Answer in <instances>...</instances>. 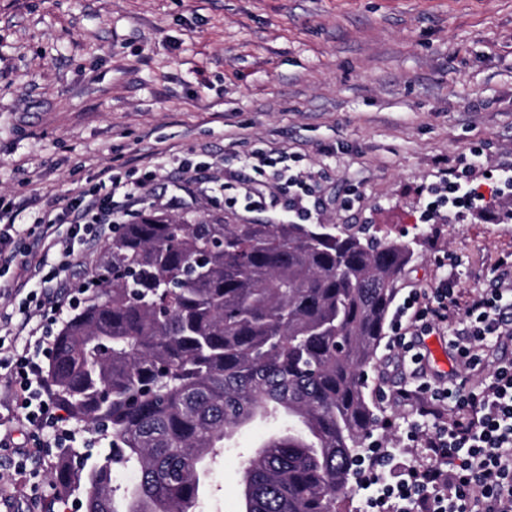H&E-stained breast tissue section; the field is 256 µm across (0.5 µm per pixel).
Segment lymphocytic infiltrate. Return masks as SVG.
Here are the masks:
<instances>
[{"mask_svg": "<svg viewBox=\"0 0 512 512\" xmlns=\"http://www.w3.org/2000/svg\"><path fill=\"white\" fill-rule=\"evenodd\" d=\"M299 153L261 149L254 153L245 198L264 205L270 184L286 186L299 218H306L310 173L296 169ZM489 185L476 184L473 164L443 170L431 187V199L420 219L428 224L444 213L461 215L486 197L499 201L502 223L512 222V163L497 167ZM141 186L112 170L77 206L59 212L30 197L43 253L38 260L20 258L16 209L0 196V291L19 298L18 314L0 312V331L24 339L21 349L0 350V380L11 396L13 419L27 431L29 444L15 447V469L22 472L34 456L63 448L72 439L60 406L46 382L44 363L54 350L55 327L79 305L83 288L60 297L71 277L76 247H88L118 231V218L135 216L144 198ZM449 334L448 344L467 372L461 381L441 387L424 382L416 338L432 328ZM391 347L399 362H411L418 385L399 396L410 408L406 438L425 451L422 463L402 478L386 474L398 449L380 444L368 448L359 466V489L365 490L366 512H512V361L491 364L493 347L512 339V261L499 260L490 286L463 295L455 282L441 281L411 290L397 307L391 325Z\"/></svg>", "mask_w": 512, "mask_h": 512, "instance_id": "f902f5d3", "label": "lymphocytic infiltrate"}]
</instances>
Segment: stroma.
<instances>
[{
  "label": "stroma",
  "mask_w": 512,
  "mask_h": 512,
  "mask_svg": "<svg viewBox=\"0 0 512 512\" xmlns=\"http://www.w3.org/2000/svg\"><path fill=\"white\" fill-rule=\"evenodd\" d=\"M271 147L302 154L313 223L411 242L398 296L443 278L486 287L512 256L499 204L460 224L420 215L441 169L477 151L481 180L512 160V0H0V195L64 208L102 169L137 177L165 151L177 161L145 210L270 224L287 192L254 212L222 199L243 196L250 154ZM420 349L428 377L461 373L446 334ZM367 372L392 395L372 437L398 447L409 408L393 395L414 383L385 341ZM287 426L242 427L198 512H240L243 460ZM60 454L20 475L0 447V512H84L83 493L61 503L49 487Z\"/></svg>",
  "instance_id": "stroma-1"
}]
</instances>
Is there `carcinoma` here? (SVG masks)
<instances>
[{
  "label": "carcinoma",
  "mask_w": 512,
  "mask_h": 512,
  "mask_svg": "<svg viewBox=\"0 0 512 512\" xmlns=\"http://www.w3.org/2000/svg\"><path fill=\"white\" fill-rule=\"evenodd\" d=\"M409 244L322 224L120 225L46 376L70 420L104 425L90 467L62 460L57 497L85 512H195L203 466L236 429L285 410L288 431L242 466V512H346L374 427L363 375ZM136 480L117 491L113 475Z\"/></svg>",
  "instance_id": "1"
}]
</instances>
